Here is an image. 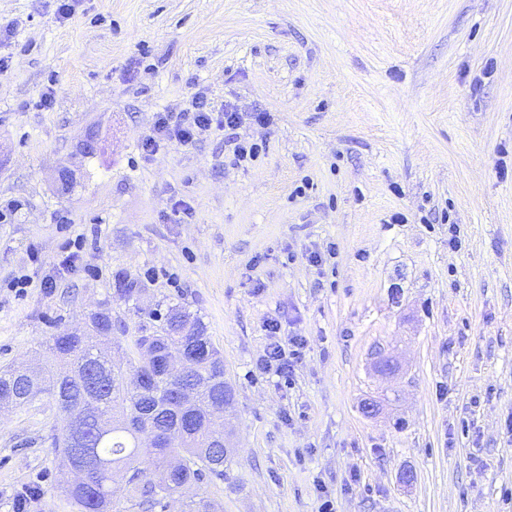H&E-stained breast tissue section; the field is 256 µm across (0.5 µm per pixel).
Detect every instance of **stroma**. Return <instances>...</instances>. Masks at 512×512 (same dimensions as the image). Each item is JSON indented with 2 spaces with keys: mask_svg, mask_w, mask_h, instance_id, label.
<instances>
[{
  "mask_svg": "<svg viewBox=\"0 0 512 512\" xmlns=\"http://www.w3.org/2000/svg\"><path fill=\"white\" fill-rule=\"evenodd\" d=\"M73 8L0 0V367L104 304L133 349L178 303L236 394L227 476L198 487L220 512H512V0ZM201 91L269 112L237 130L254 162L216 128L141 151ZM272 322L305 342L289 386L258 366ZM59 426L45 395L0 413V512H70Z\"/></svg>",
  "mask_w": 512,
  "mask_h": 512,
  "instance_id": "obj_1",
  "label": "stroma"
}]
</instances>
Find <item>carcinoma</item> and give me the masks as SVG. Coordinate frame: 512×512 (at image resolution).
Listing matches in <instances>:
<instances>
[{
	"label": "carcinoma",
	"mask_w": 512,
	"mask_h": 512,
	"mask_svg": "<svg viewBox=\"0 0 512 512\" xmlns=\"http://www.w3.org/2000/svg\"><path fill=\"white\" fill-rule=\"evenodd\" d=\"M159 330L139 336L135 349L149 344L155 352L147 369L138 357L112 361V349L123 348L114 335L112 308L91 314L87 330L64 332L42 344L46 360L36 369L7 366L0 369V392L12 396L2 406H22L33 398L51 396L61 413L52 437L55 460L61 470L76 464L74 449L89 448L103 464L89 482L65 483L60 495L77 512H156L166 499L207 478L226 477L223 438L212 430L224 428V359L207 336L202 318L174 304L160 316ZM173 352L196 354V365L180 372L165 370ZM207 374L215 380L210 393L193 400H175L190 390L194 379ZM153 431L157 442L143 447L140 434ZM121 478L128 487L129 506L112 501V482ZM182 512H216L205 496L187 500Z\"/></svg>",
	"instance_id": "obj_1"
}]
</instances>
